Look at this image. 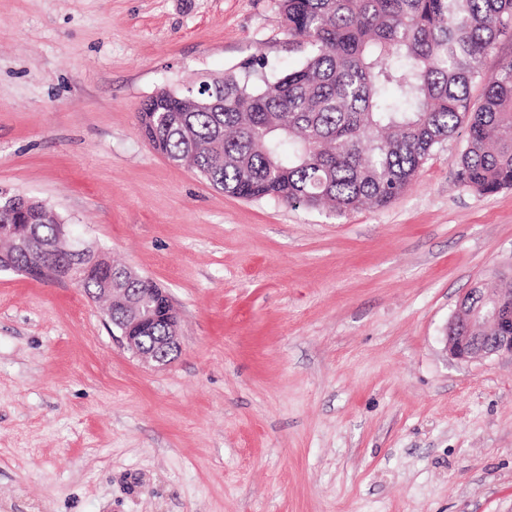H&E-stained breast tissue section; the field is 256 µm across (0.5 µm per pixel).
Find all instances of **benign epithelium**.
I'll use <instances>...</instances> for the list:
<instances>
[{
    "label": "benign epithelium",
    "instance_id": "benign-epithelium-1",
    "mask_svg": "<svg viewBox=\"0 0 512 512\" xmlns=\"http://www.w3.org/2000/svg\"><path fill=\"white\" fill-rule=\"evenodd\" d=\"M56 253L71 258L68 272H89V267L78 264L87 252L85 246L72 235L60 239ZM99 294L110 300L112 308L125 312L118 320L110 317L112 326L121 332L123 345L144 364L161 367L173 360V354L181 350L178 321L172 312L161 314L156 297L166 296L157 288H101ZM164 322L165 333L148 342L141 335L158 322ZM444 350L460 361H475L492 356L512 358V289L496 288L489 293L485 285L469 289L459 300L457 307L444 328Z\"/></svg>",
    "mask_w": 512,
    "mask_h": 512
}]
</instances>
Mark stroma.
I'll list each match as a JSON object with an SVG mask.
<instances>
[{"label":"stroma","mask_w":512,"mask_h":512,"mask_svg":"<svg viewBox=\"0 0 512 512\" xmlns=\"http://www.w3.org/2000/svg\"><path fill=\"white\" fill-rule=\"evenodd\" d=\"M280 0H0V193L153 279L147 367L69 283L0 271V512H512V359L441 338L512 281V189L434 148L383 208L245 201L140 134L160 88L296 68Z\"/></svg>","instance_id":"obj_1"}]
</instances>
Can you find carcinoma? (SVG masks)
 <instances>
[{
	"mask_svg": "<svg viewBox=\"0 0 512 512\" xmlns=\"http://www.w3.org/2000/svg\"><path fill=\"white\" fill-rule=\"evenodd\" d=\"M281 10L305 49L300 66L269 76L258 60L173 97L154 95L138 112L142 136L226 193L341 216L387 205L463 127L461 183L480 194L512 188V59L483 70L497 42L512 38V0H281ZM188 93L224 105L172 111ZM7 201L0 196V227L30 247L0 241V269L60 281L62 264L47 248L63 221L37 200L24 210ZM109 282L154 287L114 264L107 278L91 274L77 287L96 299Z\"/></svg>",
	"mask_w": 512,
	"mask_h": 512,
	"instance_id": "1",
	"label": "carcinoma"
}]
</instances>
